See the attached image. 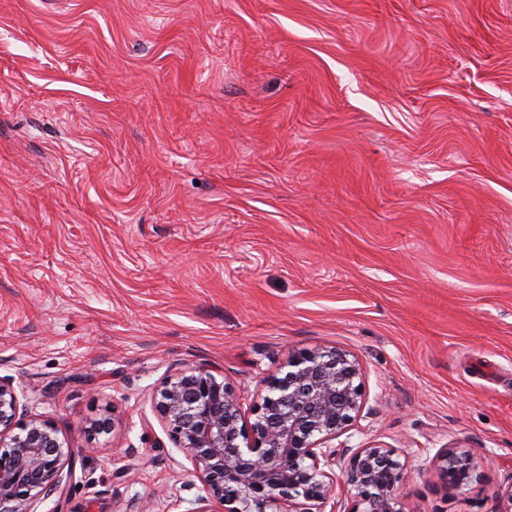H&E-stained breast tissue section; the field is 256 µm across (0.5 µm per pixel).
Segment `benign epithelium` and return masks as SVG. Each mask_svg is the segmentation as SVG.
I'll return each instance as SVG.
<instances>
[{
  "label": "benign epithelium",
  "mask_w": 512,
  "mask_h": 512,
  "mask_svg": "<svg viewBox=\"0 0 512 512\" xmlns=\"http://www.w3.org/2000/svg\"><path fill=\"white\" fill-rule=\"evenodd\" d=\"M282 377L242 417L230 384L203 367L166 373L154 412L175 447L189 457L209 508L202 512H323L335 493L324 467L344 466L354 512H408L404 463L380 445L344 448V434L363 403L359 363L338 350L291 353ZM94 452L74 448L57 426L20 412L14 380L0 377V512H34L62 495L76 461ZM444 479L460 488L472 481L477 457L469 448L436 455Z\"/></svg>",
  "instance_id": "7a95c632"
}]
</instances>
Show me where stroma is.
Returning <instances> with one entry per match:
<instances>
[{
	"label": "stroma",
	"mask_w": 512,
	"mask_h": 512,
	"mask_svg": "<svg viewBox=\"0 0 512 512\" xmlns=\"http://www.w3.org/2000/svg\"><path fill=\"white\" fill-rule=\"evenodd\" d=\"M317 349L362 368L336 448L395 449L413 512H494L512 0H0V376L91 451L65 512H200L161 377L247 414ZM436 461L444 479L456 488L471 482L477 470V457L469 448H444L437 453Z\"/></svg>",
	"instance_id": "obj_1"
}]
</instances>
